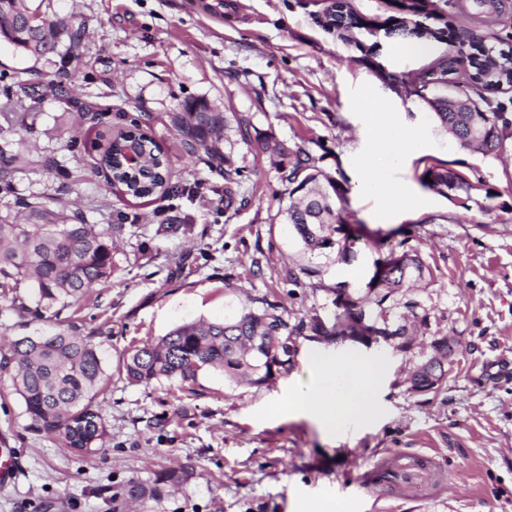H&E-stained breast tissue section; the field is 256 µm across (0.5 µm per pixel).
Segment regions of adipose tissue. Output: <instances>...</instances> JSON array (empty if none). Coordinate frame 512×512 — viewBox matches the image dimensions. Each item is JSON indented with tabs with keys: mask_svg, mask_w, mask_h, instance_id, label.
<instances>
[{
	"mask_svg": "<svg viewBox=\"0 0 512 512\" xmlns=\"http://www.w3.org/2000/svg\"><path fill=\"white\" fill-rule=\"evenodd\" d=\"M309 385L291 391L278 405L280 411L313 418L327 435L339 437L369 424L378 368L362 359L331 358L316 352L308 359Z\"/></svg>",
	"mask_w": 512,
	"mask_h": 512,
	"instance_id": "obj_1",
	"label": "adipose tissue"
}]
</instances>
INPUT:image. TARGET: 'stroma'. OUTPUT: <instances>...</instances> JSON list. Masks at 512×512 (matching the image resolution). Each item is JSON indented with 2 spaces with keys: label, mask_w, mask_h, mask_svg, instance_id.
<instances>
[{
  "label": "stroma",
  "mask_w": 512,
  "mask_h": 512,
  "mask_svg": "<svg viewBox=\"0 0 512 512\" xmlns=\"http://www.w3.org/2000/svg\"><path fill=\"white\" fill-rule=\"evenodd\" d=\"M31 2L83 26V58H35L0 41V103L23 83L60 81L71 90L0 120V150L18 158L0 179V224L25 223L26 203L42 202L124 230L111 278L57 316L104 352L95 404L105 447L85 457L31 430L10 392V371L0 370V444L23 464L19 480L0 489V512H113L117 489L186 462L193 476L164 489L146 512H298L304 503L328 512L339 499L347 512H512V151L495 157L460 147L403 87L447 56L458 61L450 79L465 92L461 69L473 44L512 47V7L478 22L465 0H448L451 32L427 39L418 55L395 53L386 32L395 0H350L378 24L352 42L318 23L325 0ZM369 97L390 127L387 138L373 132ZM80 101L95 106L84 123ZM200 101L224 114L217 146L239 172L229 199L205 147L186 153L172 123ZM134 123L167 153L174 194H118L100 168L107 135ZM405 135L417 146L402 156ZM298 150L342 186L344 219L366 231L354 260L324 259L318 287L289 284L301 242L278 216L290 191L281 169ZM366 165L385 171L404 195L386 207L361 190ZM433 165L477 184L475 200L425 185ZM403 243L430 270L406 293L417 303L407 349L302 338L292 369L262 387L231 383L214 369L190 383L147 387L122 374L127 349L187 322L223 320L252 298L275 296L293 317L331 315L336 283L366 287ZM16 296L29 291L0 288V352L45 326L13 310ZM443 336L460 343L443 388L409 392V372ZM315 351L381 367L376 417L353 435L336 440L309 418L270 409L304 379Z\"/></svg>",
  "instance_id": "stroma-1"
}]
</instances>
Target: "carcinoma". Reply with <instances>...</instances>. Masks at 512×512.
<instances>
[{
    "mask_svg": "<svg viewBox=\"0 0 512 512\" xmlns=\"http://www.w3.org/2000/svg\"><path fill=\"white\" fill-rule=\"evenodd\" d=\"M66 32L68 50L76 51L82 42L81 27L66 26L49 18L39 9H30L26 0H0V32L11 35L10 44L33 56L56 50L61 32ZM476 86L475 98L448 94V59H437L431 71L434 78L426 92L417 94L432 111L435 121L452 134L457 143L483 155L508 151L512 123L501 112L485 107L486 87L503 82L512 84V57L494 53L489 48L472 62ZM174 124L188 153L207 145V139L224 126L221 112H203L193 105L174 116ZM133 144L140 162L132 169L125 163L124 148ZM102 166L111 174L110 183L118 190L137 198L157 193L168 194L167 159L160 147L144 134L119 130L111 137L101 155ZM431 186L446 196L471 195L477 190L453 169L433 166L425 172ZM284 179L298 195L281 210L285 223L314 254L336 250L338 258L351 262L356 237L346 234L343 240L333 234L348 223L342 219L344 194L338 183L322 177L312 158L299 150L289 161ZM30 220L25 224H0V288L22 284L30 286L35 309L19 302L20 313L68 306L83 299L90 288L106 281L112 273V233L121 225L99 229L94 224L69 215L62 209H50L41 202L26 204ZM389 270L379 287L364 293L350 292L344 305L325 322L319 314L293 321L278 312L280 304L267 297L255 299L222 321L198 320L172 329L157 342L130 351L124 369L126 380L148 386L154 381H193L199 372L217 369L237 384L261 386L281 371L288 370L297 351V341L309 337L330 341L337 336H363L371 326L361 321L363 312L378 311L375 320L388 335L408 344L404 325L393 326L388 320L387 301L395 300L408 284L426 278V265L415 251L391 252ZM322 276V266L300 263L288 270V281L297 285L304 279ZM431 352L407 378L408 389L418 392L426 384L437 390L441 384L429 382L440 365L437 356H448L454 349L444 336L430 344ZM0 368L11 369L12 383L23 401L30 428L57 436L68 448L90 454L98 451L106 430L95 399L103 382L102 352L91 338L76 336L65 328H51L34 336H23L9 344L0 355ZM194 471L188 462L160 473L151 483L131 482L124 492L114 493L112 500L125 504L145 503L158 498L160 485L187 482Z\"/></svg>",
    "mask_w": 512,
    "mask_h": 512,
    "instance_id": "cac0c4a2",
    "label": "carcinoma"
}]
</instances>
